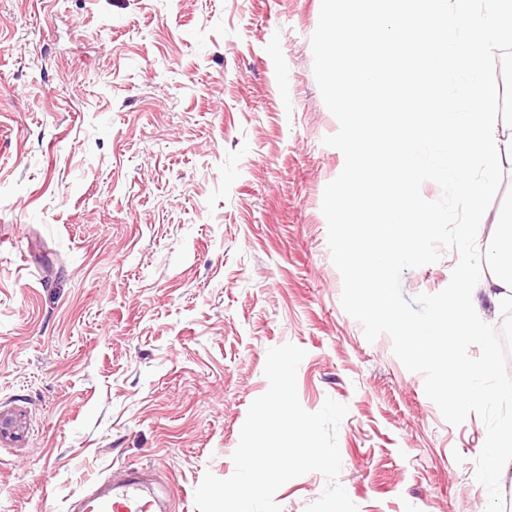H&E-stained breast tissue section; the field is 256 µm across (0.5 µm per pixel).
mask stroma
Here are the masks:
<instances>
[{"instance_id": "stroma-1", "label": "stroma", "mask_w": 512, "mask_h": 512, "mask_svg": "<svg viewBox=\"0 0 512 512\" xmlns=\"http://www.w3.org/2000/svg\"><path fill=\"white\" fill-rule=\"evenodd\" d=\"M321 0H0V512H67L151 470L172 512L234 472L267 351L339 425L358 512H486L477 415L341 305L321 210L344 156L313 72ZM458 262L405 270V299ZM326 480L275 494L305 512Z\"/></svg>"}]
</instances>
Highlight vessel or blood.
I'll return each mask as SVG.
<instances>
[{
    "label": "vessel or blood",
    "mask_w": 512,
    "mask_h": 512,
    "mask_svg": "<svg viewBox=\"0 0 512 512\" xmlns=\"http://www.w3.org/2000/svg\"><path fill=\"white\" fill-rule=\"evenodd\" d=\"M157 480L143 469L130 468L120 476L98 481L90 493L75 497L70 512H167L156 491Z\"/></svg>",
    "instance_id": "1"
}]
</instances>
